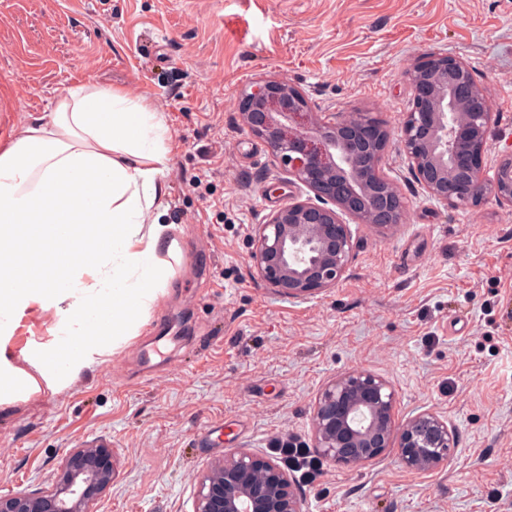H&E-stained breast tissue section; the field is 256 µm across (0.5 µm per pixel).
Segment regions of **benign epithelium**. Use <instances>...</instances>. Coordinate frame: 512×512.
Wrapping results in <instances>:
<instances>
[{"mask_svg": "<svg viewBox=\"0 0 512 512\" xmlns=\"http://www.w3.org/2000/svg\"><path fill=\"white\" fill-rule=\"evenodd\" d=\"M411 105L397 128L360 112L313 111L308 95L283 77L244 90L242 124L263 140L275 160L312 196L294 199L256 227L251 252L258 279L276 294L305 299L339 283L353 257L348 215L391 231L405 201L381 163L395 144L438 203L478 208L493 198L512 206V149L499 155L493 177L484 172L493 108L470 65L427 51L407 69ZM397 394L385 378L351 370L330 380L314 408L318 453L356 469L396 450L408 471L448 466L456 434L432 413L399 420ZM112 449L97 441L68 450L50 487L0 495V512H91L112 484ZM193 512H305L294 479L270 458L231 448L200 477Z\"/></svg>", "mask_w": 512, "mask_h": 512, "instance_id": "7a95c632", "label": "benign epithelium"}]
</instances>
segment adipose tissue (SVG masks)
<instances>
[{
	"label": "adipose tissue",
	"mask_w": 512,
	"mask_h": 512,
	"mask_svg": "<svg viewBox=\"0 0 512 512\" xmlns=\"http://www.w3.org/2000/svg\"><path fill=\"white\" fill-rule=\"evenodd\" d=\"M159 113L119 91L81 84L57 101L48 120L27 126L0 150V258L27 244L44 253L60 245L90 248L94 265L74 263L65 279L0 275V407L38 392L40 381L76 377L102 339L137 335L171 275L158 251L176 255L168 227L150 223L166 195L159 177L169 162ZM73 188L54 206L40 198ZM55 309V340L29 347L31 376L10 363L7 344L26 310Z\"/></svg>",
	"instance_id": "1"
}]
</instances>
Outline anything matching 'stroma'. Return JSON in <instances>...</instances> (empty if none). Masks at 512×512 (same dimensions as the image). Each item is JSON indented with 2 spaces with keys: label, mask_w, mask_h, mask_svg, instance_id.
Returning <instances> with one entry per match:
<instances>
[{
  "label": "stroma",
  "mask_w": 512,
  "mask_h": 512,
  "mask_svg": "<svg viewBox=\"0 0 512 512\" xmlns=\"http://www.w3.org/2000/svg\"><path fill=\"white\" fill-rule=\"evenodd\" d=\"M436 50L464 59L495 113L487 171L512 146V0H0V148L72 86L112 88L163 113L171 162L159 218L180 248L137 336L66 386L0 409V495L47 488L70 448L105 439L114 474L92 512H193L197 480L225 450L286 465L314 444L322 388L362 369L397 414L457 432L447 467L396 454L298 478L306 512H512V207L449 209L391 148L382 170L407 217L351 223L342 280L307 299L273 293L251 262L257 225L308 189L243 127L240 93L271 76L320 112L398 127L405 72ZM201 179L193 187V179ZM55 310L29 309L12 364L50 343Z\"/></svg>",
  "instance_id": "35a3bbf8"
}]
</instances>
